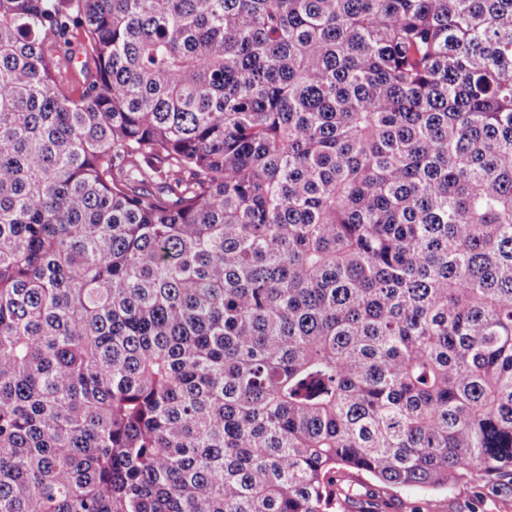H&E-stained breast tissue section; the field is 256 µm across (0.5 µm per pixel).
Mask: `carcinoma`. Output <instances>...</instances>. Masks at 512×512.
<instances>
[{
	"instance_id": "1",
	"label": "carcinoma",
	"mask_w": 512,
	"mask_h": 512,
	"mask_svg": "<svg viewBox=\"0 0 512 512\" xmlns=\"http://www.w3.org/2000/svg\"><path fill=\"white\" fill-rule=\"evenodd\" d=\"M350 470L512 478V0H0V512Z\"/></svg>"
}]
</instances>
